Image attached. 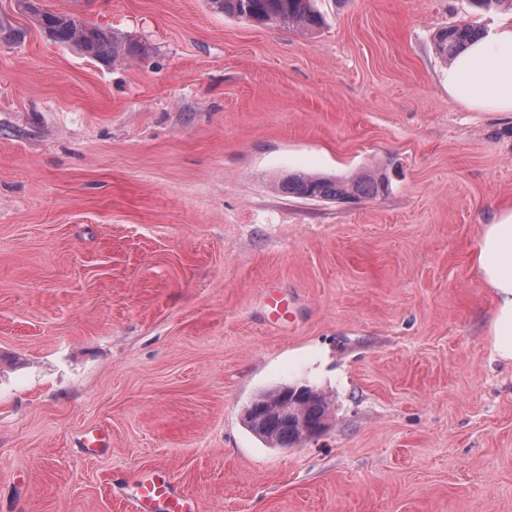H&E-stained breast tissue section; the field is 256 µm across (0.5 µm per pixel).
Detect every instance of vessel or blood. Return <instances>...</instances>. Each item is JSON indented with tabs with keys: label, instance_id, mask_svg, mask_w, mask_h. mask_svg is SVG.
I'll list each match as a JSON object with an SVG mask.
<instances>
[{
	"label": "vessel or blood",
	"instance_id": "b4317fda",
	"mask_svg": "<svg viewBox=\"0 0 512 512\" xmlns=\"http://www.w3.org/2000/svg\"><path fill=\"white\" fill-rule=\"evenodd\" d=\"M120 492L133 502L136 512H193L191 496L165 472H143Z\"/></svg>",
	"mask_w": 512,
	"mask_h": 512
}]
</instances>
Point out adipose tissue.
Wrapping results in <instances>:
<instances>
[{
	"label": "adipose tissue",
	"instance_id": "ef3b65f1",
	"mask_svg": "<svg viewBox=\"0 0 512 512\" xmlns=\"http://www.w3.org/2000/svg\"><path fill=\"white\" fill-rule=\"evenodd\" d=\"M449 97L486 112H512V17L473 40L446 69ZM478 277L490 292L492 351L512 362V206L482 225L474 253Z\"/></svg>",
	"mask_w": 512,
	"mask_h": 512
}]
</instances>
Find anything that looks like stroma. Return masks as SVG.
I'll use <instances>...</instances> for the list:
<instances>
[{
    "mask_svg": "<svg viewBox=\"0 0 512 512\" xmlns=\"http://www.w3.org/2000/svg\"><path fill=\"white\" fill-rule=\"evenodd\" d=\"M37 2L146 53L105 65L0 0L24 32L0 43V512H132L114 484L155 468L198 512H512V364L472 264L512 205V114L451 100L433 45L512 0H316L307 35ZM377 171L374 199L277 190ZM284 384L328 397L324 435L251 431Z\"/></svg>",
    "mask_w": 512,
    "mask_h": 512,
    "instance_id": "1",
    "label": "stroma"
}]
</instances>
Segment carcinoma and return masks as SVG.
<instances>
[{
  "mask_svg": "<svg viewBox=\"0 0 512 512\" xmlns=\"http://www.w3.org/2000/svg\"><path fill=\"white\" fill-rule=\"evenodd\" d=\"M29 0H18V8L31 15L54 41L67 44L93 59L111 64L123 63L145 53V48L123 36L100 27L67 22V15L40 9L28 10ZM215 13L243 18L249 14L253 21L281 26L300 33H309L320 24L313 0H207ZM481 33V28L463 23L440 30L435 37L436 54L448 61L469 41ZM279 189L287 194L306 199L336 200L354 197L376 198L387 193L389 181L380 172L362 173L351 178H330L305 173H294L282 179ZM330 412L326 397L319 393L299 401L293 414L286 419L259 422L247 420L248 427L273 447H289L302 441L296 421L300 418L316 424Z\"/></svg>",
  "mask_w": 512,
  "mask_h": 512,
  "instance_id": "carcinoma-1",
  "label": "carcinoma"
}]
</instances>
